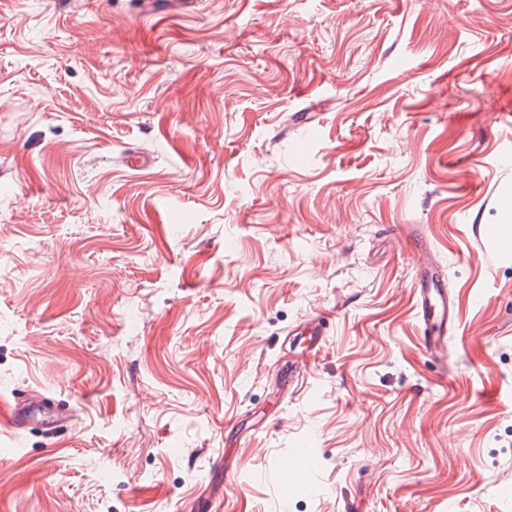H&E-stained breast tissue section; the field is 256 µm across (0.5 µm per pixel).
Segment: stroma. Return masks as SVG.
<instances>
[{
    "label": "stroma",
    "instance_id": "obj_1",
    "mask_svg": "<svg viewBox=\"0 0 512 512\" xmlns=\"http://www.w3.org/2000/svg\"><path fill=\"white\" fill-rule=\"evenodd\" d=\"M135 2L0 0V512H512V0ZM447 288L448 286L435 266L425 270L424 279L418 289V307L424 324V346L432 354L443 349L446 339L453 334V325L448 319L446 309ZM439 303L442 307L440 314L436 313Z\"/></svg>",
    "mask_w": 512,
    "mask_h": 512
}]
</instances>
